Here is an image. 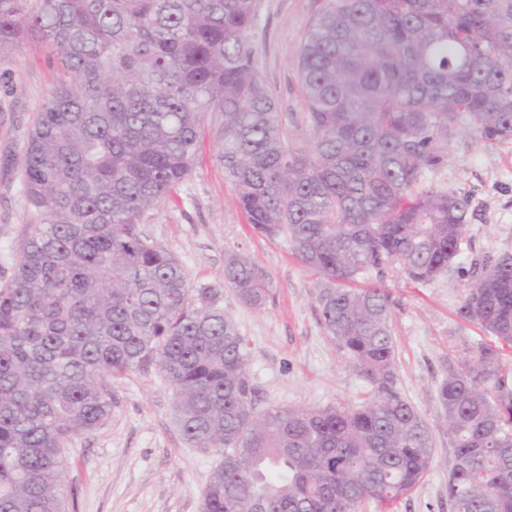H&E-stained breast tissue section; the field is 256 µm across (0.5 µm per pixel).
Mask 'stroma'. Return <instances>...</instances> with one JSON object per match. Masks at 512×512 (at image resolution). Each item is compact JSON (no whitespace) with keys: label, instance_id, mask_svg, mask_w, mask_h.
<instances>
[{"label":"stroma","instance_id":"stroma-1","mask_svg":"<svg viewBox=\"0 0 512 512\" xmlns=\"http://www.w3.org/2000/svg\"><path fill=\"white\" fill-rule=\"evenodd\" d=\"M253 34L258 66L294 144L310 132L295 63L316 0H259ZM46 50L31 44L0 55V282L15 269L33 231L18 165L31 121L54 85ZM215 139L204 133L202 158L176 195L143 218L141 228L185 268L192 287L220 294L225 312L248 342L257 410L269 405L318 408L355 405L369 385L329 340L320 320L317 282L286 237L254 232L214 159ZM426 184L469 195L470 220L461 254L447 272L426 284L390 276L397 387L435 428V455L421 483L389 512H452L448 474L453 450L441 433L435 399L449 362L468 356L488 336L461 312L467 279L461 271L483 254L512 250V142L487 144L464 129L448 141V160L428 172ZM239 253L264 268L271 298L264 309L239 303L224 284V259ZM172 390L154 368L135 370L112 383V418L103 428L72 438L65 491L76 512H201L202 492L219 455L190 447L173 421Z\"/></svg>","mask_w":512,"mask_h":512}]
</instances>
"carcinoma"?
<instances>
[{"instance_id": "1", "label": "carcinoma", "mask_w": 512, "mask_h": 512, "mask_svg": "<svg viewBox=\"0 0 512 512\" xmlns=\"http://www.w3.org/2000/svg\"><path fill=\"white\" fill-rule=\"evenodd\" d=\"M316 4L297 147L257 65L256 0H0V53L41 43L57 70L22 150L38 224L0 284V512H66L69 440L109 422L112 380L149 366L184 439L221 455L202 512H360L424 478L434 433L397 388L384 285L428 283L460 255L468 196L424 185L456 128L512 142V0ZM207 127L247 223L316 276L322 325L370 386L362 405L257 410L219 293L190 287L140 229L191 176ZM464 275L463 313L497 344L437 388L448 502L512 512V251ZM224 283L248 307L269 298L240 254Z\"/></svg>"}]
</instances>
